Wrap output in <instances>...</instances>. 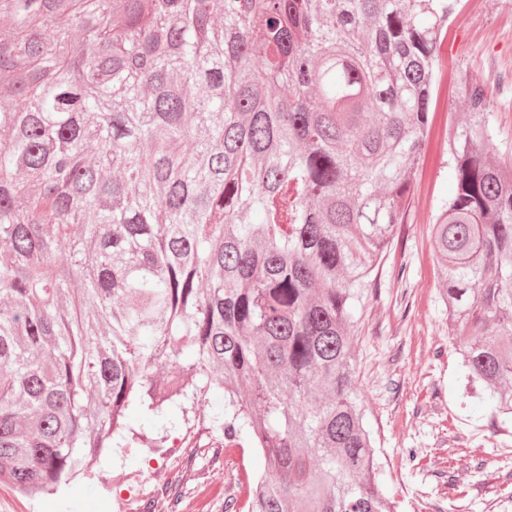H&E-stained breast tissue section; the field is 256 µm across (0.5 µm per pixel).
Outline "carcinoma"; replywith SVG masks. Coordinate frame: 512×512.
<instances>
[{
  "label": "carcinoma",
  "mask_w": 512,
  "mask_h": 512,
  "mask_svg": "<svg viewBox=\"0 0 512 512\" xmlns=\"http://www.w3.org/2000/svg\"><path fill=\"white\" fill-rule=\"evenodd\" d=\"M455 6L0 0V484L54 495L172 425L262 453L248 512H391L354 328L426 158ZM460 85L431 240L465 390L499 429L512 165L493 88Z\"/></svg>",
  "instance_id": "obj_1"
}]
</instances>
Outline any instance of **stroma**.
Listing matches in <instances>:
<instances>
[{
    "label": "stroma",
    "instance_id": "35a3bbf8",
    "mask_svg": "<svg viewBox=\"0 0 512 512\" xmlns=\"http://www.w3.org/2000/svg\"><path fill=\"white\" fill-rule=\"evenodd\" d=\"M437 103L426 160L381 264L356 332V388L394 512H512V428L491 429L467 396L448 340L444 286L429 226L453 192L448 133L467 110L457 74L494 86V151L512 161V0H462L440 47ZM256 449L174 429L162 448H114L60 496L0 486V512H229L243 476L261 472Z\"/></svg>",
    "mask_w": 512,
    "mask_h": 512
}]
</instances>
